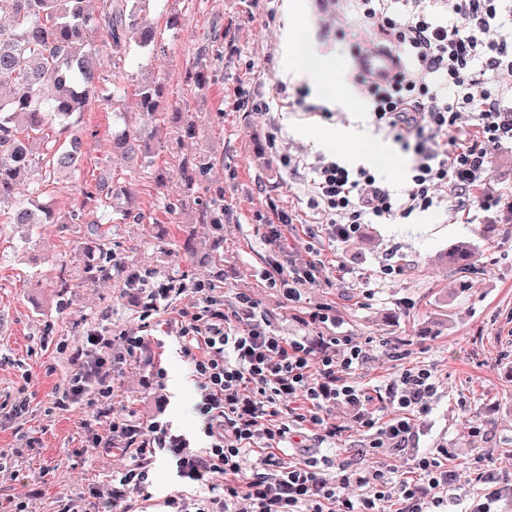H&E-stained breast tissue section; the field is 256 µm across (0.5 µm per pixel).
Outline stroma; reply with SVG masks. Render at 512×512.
<instances>
[{
  "mask_svg": "<svg viewBox=\"0 0 512 512\" xmlns=\"http://www.w3.org/2000/svg\"><path fill=\"white\" fill-rule=\"evenodd\" d=\"M288 2L154 0L146 19L157 31L158 47L127 58L119 78L126 87L124 101L77 117L85 151L81 175L40 185L32 200L64 214L76 205L81 180L105 175L118 184L129 181L132 167L113 153L112 132L123 127L124 113L136 111L137 86L149 77L162 82L166 111L194 114L196 135L153 142L151 177L137 182L130 207L102 217L113 255L155 280L208 278L225 300L252 295L285 336L299 331L300 316L331 305L342 332L368 349L349 380L369 395L366 409L379 420L393 413L376 398L387 380L405 369L431 366L437 392L418 448L383 456L378 464L398 477H413L418 449L451 450L456 502L467 512L477 492L476 473L488 470L498 480H512V223L486 224L478 218L468 224L443 207L391 224L363 225L347 241L310 239L306 189L279 169L269 149L266 117L234 109L235 99H268L281 80L306 89L307 103L325 105L334 116L283 112L281 149L344 160L351 144L321 141L317 135L353 130L383 145L396 161L395 170H375L393 191L404 186L408 156L373 123L359 89H352L349 99L326 101L307 81L288 73L282 40L293 17ZM174 15L175 26L169 23ZM312 18L320 52L351 76V50L338 34L335 15L316 12ZM201 65L208 82L198 89L184 74ZM201 153L211 169L203 189L190 199L179 168ZM158 175L166 179L164 188L155 185ZM216 198L224 204L221 223H198L199 209ZM275 206L297 216L285 232L294 258L321 265L318 282L305 288L297 303L287 302L261 278L271 251L259 218ZM11 211L0 206V405L24 397L29 407L0 427V456L9 464L0 472V512H11L18 501L25 502L27 512H60L70 500L109 493L112 472L125 461L121 450L91 441L108 427L99 403L56 407L55 388L73 369L66 351L88 330L139 324V305L120 276L82 282L83 264L99 259L85 249L89 225L23 228L10 223ZM188 236L196 243L191 255L180 248ZM456 244L471 247L473 273H457L446 262ZM387 265L392 274H383ZM195 402L190 368L171 340L153 347L150 359L123 365L108 400L113 411L157 415L188 436L198 426ZM329 414L343 428L334 447L312 448L296 436L291 448H308L319 460H353L369 442L356 409L340 403L330 406Z\"/></svg>",
  "mask_w": 512,
  "mask_h": 512,
  "instance_id": "1",
  "label": "stroma"
}]
</instances>
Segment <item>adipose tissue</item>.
Here are the masks:
<instances>
[{"instance_id": "1", "label": "adipose tissue", "mask_w": 512, "mask_h": 512, "mask_svg": "<svg viewBox=\"0 0 512 512\" xmlns=\"http://www.w3.org/2000/svg\"><path fill=\"white\" fill-rule=\"evenodd\" d=\"M285 45V60L289 69L299 71L326 99H335L340 94L341 89L336 84V69L331 61L320 55L309 24L287 31Z\"/></svg>"}]
</instances>
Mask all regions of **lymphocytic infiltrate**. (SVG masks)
I'll use <instances>...</instances> for the list:
<instances>
[{"mask_svg": "<svg viewBox=\"0 0 512 512\" xmlns=\"http://www.w3.org/2000/svg\"><path fill=\"white\" fill-rule=\"evenodd\" d=\"M357 24L345 25L353 50L373 42L398 55L401 65L385 82L355 75L376 123L412 151L408 187L394 196L371 169L318 156L302 164L279 155L291 175L307 171L309 205L316 220L311 237L348 240L362 225L406 218L450 205L454 213L477 210L489 224L512 222V197L493 179L495 157L512 145V0H352ZM290 211L275 212L265 239L275 256L262 277L291 302L318 280L316 264H297L281 242L280 228L294 223ZM126 287L136 290L143 317L166 310L174 293L192 291V308L171 324L179 352L197 385L199 447H189L171 425L129 410L114 415L96 445L122 448L131 462L112 476L109 500L92 501L89 512H141L150 501V476L166 460L181 486L167 512H380L396 501L397 512H441L453 482L434 448L417 461L415 480H394L374 460L416 447L414 418L427 417L437 390L426 367L391 377L384 393L399 413L385 424L362 415L373 438L360 460L333 473L315 460L288 458L293 435L311 432L317 443L335 440L326 403L362 407L351 370L365 358L348 336H284L251 296L234 301L216 295L211 280L167 281L149 286L132 264L121 262ZM148 337L129 327L116 336L90 333L71 359L76 371L62 395L69 403L110 397L117 364L140 359Z\"/></svg>", "mask_w": 512, "mask_h": 512, "instance_id": "f902f5d3", "label": "lymphocytic infiltrate"}]
</instances>
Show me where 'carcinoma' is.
<instances>
[{"label":"carcinoma","mask_w":512,"mask_h":512,"mask_svg":"<svg viewBox=\"0 0 512 512\" xmlns=\"http://www.w3.org/2000/svg\"><path fill=\"white\" fill-rule=\"evenodd\" d=\"M152 0H0V202L17 200L12 224H66L77 216L58 215L49 207L25 204L23 190L34 182L40 157L33 143L50 144L53 175L76 174L84 159L83 142L74 117L103 97L112 71L120 68L127 51L135 46L152 52L158 40L152 27L143 24L140 12ZM139 110L151 117L160 113L159 83L140 84L136 91ZM50 129L54 142L44 136ZM162 129L150 131L130 126L112 133V146L123 151L147 175L150 168L148 141ZM210 162L200 155L181 168L187 190L207 180ZM81 206L93 202L98 209L112 208V201L134 197V183L112 186L99 180L79 186ZM112 267L86 264L82 279L92 285L111 275Z\"/></svg>","instance_id":"obj_1"}]
</instances>
